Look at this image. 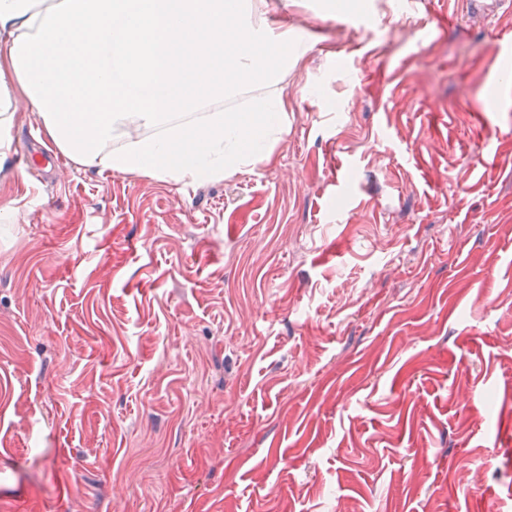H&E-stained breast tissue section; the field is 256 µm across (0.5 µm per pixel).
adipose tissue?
I'll list each match as a JSON object with an SVG mask.
<instances>
[{"mask_svg": "<svg viewBox=\"0 0 512 512\" xmlns=\"http://www.w3.org/2000/svg\"><path fill=\"white\" fill-rule=\"evenodd\" d=\"M267 0H0V168L19 103L80 167L194 182L272 162L288 103L177 114L246 83L277 84L306 44L271 29ZM150 137L115 139L134 128Z\"/></svg>", "mask_w": 512, "mask_h": 512, "instance_id": "adipose-tissue-1", "label": "adipose tissue"}]
</instances>
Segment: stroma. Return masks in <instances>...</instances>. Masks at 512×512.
Here are the masks:
<instances>
[{
	"instance_id": "obj_1",
	"label": "stroma",
	"mask_w": 512,
	"mask_h": 512,
	"mask_svg": "<svg viewBox=\"0 0 512 512\" xmlns=\"http://www.w3.org/2000/svg\"><path fill=\"white\" fill-rule=\"evenodd\" d=\"M269 2L310 51L215 108L282 94L273 163L87 170L19 104L0 512H512V6Z\"/></svg>"
}]
</instances>
